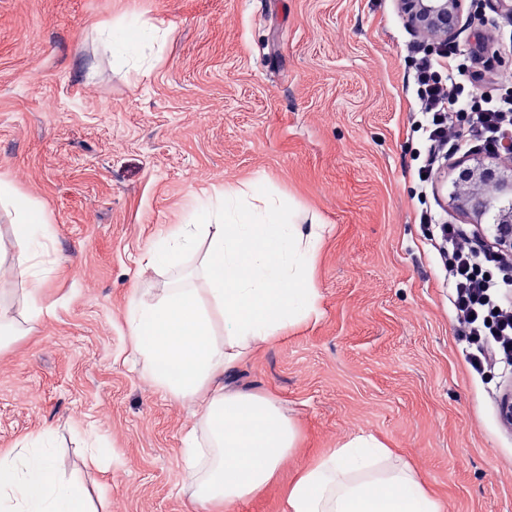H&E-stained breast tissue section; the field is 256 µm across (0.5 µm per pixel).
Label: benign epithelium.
Returning <instances> with one entry per match:
<instances>
[{
  "label": "benign epithelium",
  "instance_id": "1",
  "mask_svg": "<svg viewBox=\"0 0 512 512\" xmlns=\"http://www.w3.org/2000/svg\"><path fill=\"white\" fill-rule=\"evenodd\" d=\"M467 0H399L406 23L427 38L452 41L462 29ZM454 198L478 217L489 214L499 231V243L512 253V160L490 167L460 169Z\"/></svg>",
  "mask_w": 512,
  "mask_h": 512
}]
</instances>
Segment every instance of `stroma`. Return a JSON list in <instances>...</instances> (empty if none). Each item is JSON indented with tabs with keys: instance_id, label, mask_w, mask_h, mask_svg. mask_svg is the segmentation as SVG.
Returning <instances> with one entry per match:
<instances>
[{
	"instance_id": "stroma-1",
	"label": "stroma",
	"mask_w": 512,
	"mask_h": 512,
	"mask_svg": "<svg viewBox=\"0 0 512 512\" xmlns=\"http://www.w3.org/2000/svg\"><path fill=\"white\" fill-rule=\"evenodd\" d=\"M136 20L152 31L140 55L113 54L106 30ZM435 46L397 0H0V180L49 226L31 260L48 314H30L31 281L0 276V452L47 431L95 512H205L182 481L200 407L154 386L128 305L203 287L206 242L172 269L148 252L233 185L325 227L320 317L225 379L277 398L299 433L276 482L235 512H283L296 467L356 435L410 462L445 512H512L499 414L512 368L471 369L430 241L456 224L491 245L456 207L452 164L492 158L463 140L429 184L415 174V54ZM452 48L465 76L494 74L476 93L512 88L508 11L475 0Z\"/></svg>"
}]
</instances>
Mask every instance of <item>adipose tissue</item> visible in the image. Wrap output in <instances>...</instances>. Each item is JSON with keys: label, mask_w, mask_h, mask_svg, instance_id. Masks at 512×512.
Returning <instances> with one entry per match:
<instances>
[{"label": "adipose tissue", "mask_w": 512, "mask_h": 512, "mask_svg": "<svg viewBox=\"0 0 512 512\" xmlns=\"http://www.w3.org/2000/svg\"><path fill=\"white\" fill-rule=\"evenodd\" d=\"M228 187L217 208L176 225L149 252L156 268L175 266L198 234L209 240L204 288H180L156 303L130 301L129 327L153 383L174 398L208 390L199 427L184 436V476L203 505L234 512L278 475L296 431L279 402L225 386L251 350L287 326L319 315L312 278L323 227L284 218L273 198L241 209ZM15 218L12 275L27 278L31 247L48 226L38 208L0 181V203ZM227 338H218L216 321ZM0 512H91L83 486L60 477L48 445L0 453ZM285 512H444L416 469L370 436H356L299 468L285 491Z\"/></svg>", "instance_id": "1"}]
</instances>
